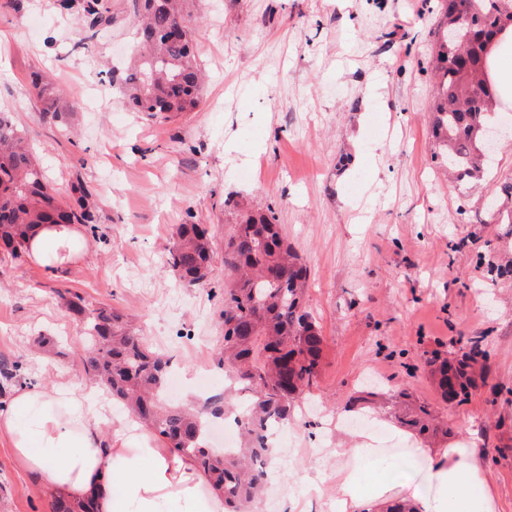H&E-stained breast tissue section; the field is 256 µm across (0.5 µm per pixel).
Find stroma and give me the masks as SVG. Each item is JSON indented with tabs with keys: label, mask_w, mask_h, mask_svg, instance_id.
<instances>
[{
	"label": "stroma",
	"mask_w": 512,
	"mask_h": 512,
	"mask_svg": "<svg viewBox=\"0 0 512 512\" xmlns=\"http://www.w3.org/2000/svg\"><path fill=\"white\" fill-rule=\"evenodd\" d=\"M108 19L89 28L83 0H0V111L26 130L62 199L73 182L92 193L107 235L55 269L30 257L0 264V366L23 362L36 384L85 387L91 348L67 306L112 307L155 352L172 357L183 386L176 404L224 390L216 353L224 296L214 283H181L167 262L178 224L210 225L215 270L224 236L243 209L273 207L306 264L307 305L325 338L311 410L278 438L272 482L252 512H336L309 496L304 474L335 462L358 421L379 414L377 448H394L428 405L447 447L462 426L512 512V109L480 179L448 177L428 122L434 94L430 0H201L194 24L206 75L202 101L167 120L127 104L110 72L134 44L135 0H104ZM87 43H79L80 34ZM52 74L73 112L42 120L31 83ZM489 352L484 382L465 403L443 401L424 372L468 338ZM379 389L348 411L365 380ZM0 512H53V498L0 437Z\"/></svg>",
	"instance_id": "stroma-1"
}]
</instances>
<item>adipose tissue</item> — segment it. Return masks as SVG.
Here are the masks:
<instances>
[{
	"instance_id": "ef3b65f1",
	"label": "adipose tissue",
	"mask_w": 512,
	"mask_h": 512,
	"mask_svg": "<svg viewBox=\"0 0 512 512\" xmlns=\"http://www.w3.org/2000/svg\"><path fill=\"white\" fill-rule=\"evenodd\" d=\"M501 101L512 103V29L489 56ZM80 225L35 228L30 256L44 267L82 251ZM103 409L80 391L20 387L0 409V436L16 459L57 500L87 503L93 512H224V498L194 458L159 447L152 435L104 434ZM336 467V512H495L489 479L470 441L446 448L414 444L408 454L385 455L356 442L331 449Z\"/></svg>"
}]
</instances>
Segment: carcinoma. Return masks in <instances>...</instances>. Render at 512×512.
<instances>
[{
	"mask_svg": "<svg viewBox=\"0 0 512 512\" xmlns=\"http://www.w3.org/2000/svg\"><path fill=\"white\" fill-rule=\"evenodd\" d=\"M137 57L124 69L121 88L131 107L151 118L195 110L203 72L193 41L197 0H137ZM445 24L463 19L457 39L436 28L431 124L438 156L462 180L480 177L481 128L495 104L487 59L496 37L512 22V0H437ZM42 117L58 122L53 82L33 76ZM66 202L51 187L26 132L0 113V263L28 253L27 238L38 224H80L100 240L95 213L82 185ZM214 241L205 224H181L169 264L189 285L213 279ZM224 336L218 364L253 393L236 417L242 442L217 452L206 443L208 418L234 406L230 394L203 409L170 407L164 396L169 361L151 351L123 315L111 308L86 310L81 296L67 300L83 318L96 355L86 369L98 385L121 400L172 452L193 457L212 489L224 497V512H245L263 494L273 452L267 424L286 425L302 395L317 385L324 336L304 308L307 269L288 244L272 209L247 210L224 237ZM489 358L479 341L459 349L452 361L429 363L428 375L445 400L468 399Z\"/></svg>",
	"mask_w": 512,
	"mask_h": 512,
	"instance_id": "cac0c4a2",
	"label": "carcinoma"
}]
</instances>
